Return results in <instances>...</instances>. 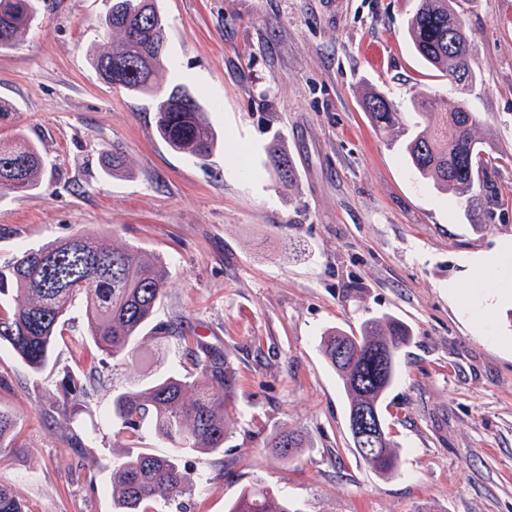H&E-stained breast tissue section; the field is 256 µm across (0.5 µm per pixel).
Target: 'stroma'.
<instances>
[{"label": "stroma", "instance_id": "1", "mask_svg": "<svg viewBox=\"0 0 512 512\" xmlns=\"http://www.w3.org/2000/svg\"><path fill=\"white\" fill-rule=\"evenodd\" d=\"M40 3L39 22L0 52V100L13 106L0 138L23 134L44 157L39 191L0 197V265L81 230L163 259L154 322H184L238 378L223 453L181 459L194 485L182 506L229 512L261 482L295 512H512V262L497 272L510 289L475 284L478 260L512 245V0H457L479 74L467 102L501 194L486 228L403 151L418 93L458 97L408 44L415 0H344L339 12L327 0H158L168 76L202 93L220 138L205 162L158 137L151 98L90 66L110 0ZM373 90L401 128L373 126L362 105ZM115 147L130 162L120 177L103 166ZM382 316L412 332L382 405L400 455L389 476L355 452L319 350L327 329ZM87 334L79 301L43 371L0 348V409L21 442L0 449V483L28 512H114L113 466L169 452L146 426L127 448L112 399L191 371L179 342L140 340L116 360ZM285 428L305 440L289 462L266 446Z\"/></svg>", "mask_w": 512, "mask_h": 512}]
</instances>
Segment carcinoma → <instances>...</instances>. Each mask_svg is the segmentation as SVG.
Instances as JSON below:
<instances>
[{"mask_svg": "<svg viewBox=\"0 0 512 512\" xmlns=\"http://www.w3.org/2000/svg\"><path fill=\"white\" fill-rule=\"evenodd\" d=\"M39 0H0V50L16 46L37 20ZM102 40L89 60L107 84L155 99L157 131L175 151L204 160L217 138L198 96L167 78L166 26L156 0H112L100 22ZM407 39L418 58L438 77L456 84L459 98L451 108L418 94L416 108L424 124L416 125L404 144L415 173L460 202L477 207L473 222L492 218L499 196L488 175L491 162L485 142L477 138L479 116L466 95L477 80L474 45L456 0H416L407 21ZM374 126L400 123L401 113L380 93L363 99ZM108 173L128 167L118 148L105 159ZM43 184L42 154L36 143L18 136L0 143V191L30 194ZM167 278L159 259L146 260L133 247L120 248L91 232H77L38 248L27 249L0 266V295L15 293L13 304L0 306V345H7L35 372L47 364L56 337L77 301L85 304L88 335L106 355L124 357L141 337L163 296ZM154 333L177 339L194 373L171 374L146 388L130 387L112 400L128 444L140 424L149 421L155 434L173 446L167 455L139 452L112 468V499L118 512H149L190 494L192 484L179 458L185 454H218L232 434L236 414V370L221 350L189 335L181 324L165 323ZM409 329L399 320L366 322L360 335L334 328L320 341V352L341 381L348 412L381 410L398 376V359L385 378L377 373L373 354L407 345ZM14 417L0 410V448H16ZM281 459L291 461L304 448L296 430H281L267 441ZM356 453L380 475L397 469L396 443L385 432L377 451ZM0 512H27L8 485L0 483ZM230 512H292L288 500L271 489L252 485Z\"/></svg>", "mask_w": 512, "mask_h": 512, "instance_id": "1", "label": "carcinoma"}]
</instances>
